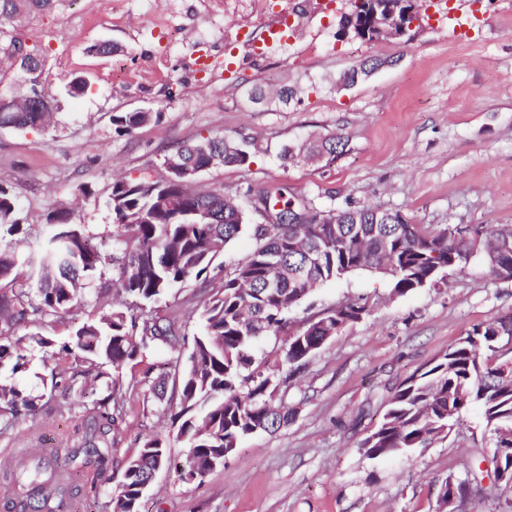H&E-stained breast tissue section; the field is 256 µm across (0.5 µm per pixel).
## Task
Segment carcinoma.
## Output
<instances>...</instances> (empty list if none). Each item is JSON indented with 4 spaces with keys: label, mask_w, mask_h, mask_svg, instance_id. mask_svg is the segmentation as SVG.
Instances as JSON below:
<instances>
[{
    "label": "carcinoma",
    "mask_w": 512,
    "mask_h": 512,
    "mask_svg": "<svg viewBox=\"0 0 512 512\" xmlns=\"http://www.w3.org/2000/svg\"><path fill=\"white\" fill-rule=\"evenodd\" d=\"M54 2L0 0V24L48 10ZM16 69L28 82V92L20 98L0 97V127H41L51 114V101L39 80L45 59L30 48L27 63ZM151 120L150 112H119L112 117L121 134ZM346 144L340 135L312 138L305 153L331 157ZM247 159L236 141L208 137L179 146L166 179L116 181L107 200L118 228L112 244L111 287L125 296V304L84 322L59 346L49 336L33 331L21 335L19 330L24 324L36 325L32 313H68L81 298L80 281L102 265V253L64 216L43 241L37 268L27 274L20 272L24 260L13 244H0V370L8 368L13 377L28 372L33 343L43 349L45 365L81 352L87 368L76 365L54 373L51 385L71 391L84 388L92 373L108 379L106 395L97 402L86 432L85 452L98 463L112 456V430L131 391L171 412L200 480L243 438L275 432L287 423L288 407L272 404L282 380L255 366L256 344L263 336L289 334L281 362L294 372L340 332L345 319L366 312L364 305L349 302L288 333V309L324 282L368 271L390 278L394 290L405 294L436 286L473 263L497 278H512L511 228L414 224L399 211L351 204L339 211L334 224L249 225L224 189L195 192L177 175L203 170L216 161L242 165ZM201 210L209 214L206 224L198 223ZM2 226L9 233L20 229L17 202L0 186ZM245 231L255 239L254 249L227 270L222 263L214 265ZM189 279L205 285L201 329L193 336L189 365L170 392L163 380L124 384L123 367L145 359L155 343L172 352L185 345L175 324L147 306ZM503 336L512 341V317L474 326L440 360L414 373L391 397L377 430L362 442L365 454L408 456L426 448L448 437L462 410L478 403L493 454L507 449L502 460L512 466V347L501 343ZM34 406V397L25 390L0 384V432L14 429ZM165 464L180 472L162 437L145 439L139 453L127 460L123 481L104 512H137L144 493L140 476ZM59 471L55 457L49 469L37 465L25 476L14 477L19 492L6 502L7 512H60L82 486L68 481L45 490Z\"/></svg>",
    "instance_id": "carcinoma-1"
}]
</instances>
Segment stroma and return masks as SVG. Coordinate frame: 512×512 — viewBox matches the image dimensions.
Returning a JSON list of instances; mask_svg holds the SVG:
<instances>
[{
    "label": "stroma",
    "mask_w": 512,
    "mask_h": 512,
    "mask_svg": "<svg viewBox=\"0 0 512 512\" xmlns=\"http://www.w3.org/2000/svg\"><path fill=\"white\" fill-rule=\"evenodd\" d=\"M167 25L151 21L147 0H103L87 19L85 0H55L51 10L4 24L46 60L43 88L53 104L49 126L0 128V186L18 204L12 240L36 259L59 212H66L104 252L112 250L113 182L150 171L185 142L229 136L249 159L214 164L198 186L223 188L248 209L272 184L322 211L347 203L401 211L415 224L512 228V0H416L419 22L399 39L338 36L351 0L332 11L310 10L305 35L287 56H261L250 46L225 47L221 18H204L197 0H176ZM210 32L209 43L193 28ZM114 44L111 54L93 45ZM200 54L230 66V80L206 85L193 67ZM383 65L354 85L345 73L363 61ZM85 77L84 94L68 82ZM145 109L160 116L133 133H117L112 116ZM343 134L336 159L289 163L285 148L310 135ZM111 266L93 276L66 319L45 317L43 335L66 341L90 315L110 310ZM356 301L362 319L347 324L309 357L273 397L294 416L276 432L245 437L203 481L161 472L139 512H439L440 484L482 471L481 490L465 512H512V494L494 483L491 442L480 406L465 408L448 438L409 456L370 458L362 441L380 424L393 392L431 365L474 325L512 315V281L473 264L449 283L397 294L388 278L355 273L315 288L291 306L299 329ZM21 377L35 398L19 428L0 435V469L34 464L38 450L79 445L86 412L72 393L51 390V370L32 348ZM162 434L176 462L186 444L156 406L131 401L114 432L103 474L77 456L68 466L84 492L67 512H93L118 488L124 462L149 436Z\"/></svg>",
    "instance_id": "stroma-1"
}]
</instances>
